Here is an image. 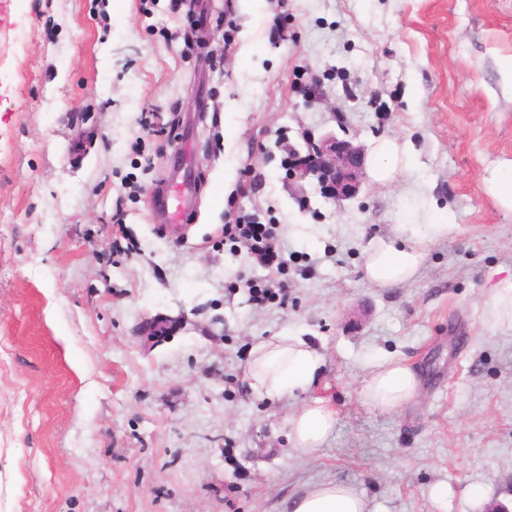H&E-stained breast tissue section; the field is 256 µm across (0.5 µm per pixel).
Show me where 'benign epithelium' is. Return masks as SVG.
<instances>
[{
    "label": "benign epithelium",
    "mask_w": 512,
    "mask_h": 512,
    "mask_svg": "<svg viewBox=\"0 0 512 512\" xmlns=\"http://www.w3.org/2000/svg\"><path fill=\"white\" fill-rule=\"evenodd\" d=\"M289 176L295 182L317 181L323 197L338 204L355 199L365 182L364 149L353 139L327 134L305 139V150L293 149Z\"/></svg>",
    "instance_id": "benign-epithelium-1"
}]
</instances>
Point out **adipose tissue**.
<instances>
[{
	"label": "adipose tissue",
	"instance_id": "ef3b65f1",
	"mask_svg": "<svg viewBox=\"0 0 512 512\" xmlns=\"http://www.w3.org/2000/svg\"><path fill=\"white\" fill-rule=\"evenodd\" d=\"M426 246L417 232L369 241L365 250V276L378 287H392L410 281L424 262ZM323 356L303 337L282 332L257 343L250 351L247 379L252 393L260 398L282 397L294 389H308L318 380ZM418 380L402 361L378 366L362 390L363 400L372 407L391 412L413 400ZM336 424L335 411L316 398L305 403L289 420V438L301 453L321 447ZM291 512H369L361 493L350 485L329 481L308 487L290 504Z\"/></svg>",
	"mask_w": 512,
	"mask_h": 512
}]
</instances>
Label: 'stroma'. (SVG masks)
I'll list each match as a JSON object with an SVG mask.
<instances>
[{"label": "stroma", "mask_w": 512, "mask_h": 512, "mask_svg": "<svg viewBox=\"0 0 512 512\" xmlns=\"http://www.w3.org/2000/svg\"><path fill=\"white\" fill-rule=\"evenodd\" d=\"M0 24V512H290L331 480L372 512L512 503V329L487 307L512 275V0H5ZM343 128L409 165L341 205L289 184L292 148ZM241 213L277 225L284 273L225 241ZM403 228L423 265L371 286L370 239ZM286 330L322 375L257 399L250 350ZM384 358L418 379L393 412L360 396ZM314 398L336 427L302 455ZM336 424L335 411L320 398L305 403L289 420V438L302 454L321 447Z\"/></svg>", "instance_id": "obj_1"}]
</instances>
